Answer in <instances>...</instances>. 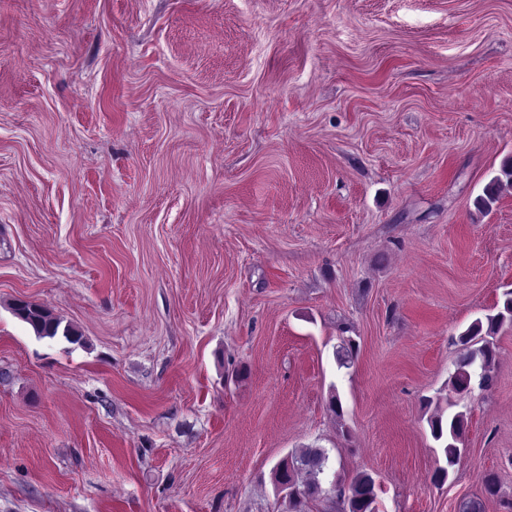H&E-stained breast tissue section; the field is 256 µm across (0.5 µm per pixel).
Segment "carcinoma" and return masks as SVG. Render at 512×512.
<instances>
[{"label": "carcinoma", "mask_w": 512, "mask_h": 512, "mask_svg": "<svg viewBox=\"0 0 512 512\" xmlns=\"http://www.w3.org/2000/svg\"><path fill=\"white\" fill-rule=\"evenodd\" d=\"M501 173L502 176L494 179L486 187L485 195L478 199L480 209H489L498 199L500 188L512 185V161L504 163ZM12 310L39 337L53 339L61 336L70 343L81 341L82 335L73 326L62 324V320L43 305L19 300ZM507 319L512 321V291L506 293L503 311L487 316L485 324L476 321L459 336V342L469 344L471 348L462 354L451 377L457 392H471L475 377L479 388L485 390L491 386L492 372L497 364V347L492 337ZM355 355L354 340L349 336L342 338L336 353L339 366L351 367ZM429 426L433 437L444 442L447 466L437 468L433 474V481L443 484L448 478V468L456 465L465 452L460 444L464 441L468 421L461 412L446 418L437 410L430 416ZM329 470V456L322 448H301L283 457L273 469V482L282 494L287 512H305L308 502L320 498L341 505L344 512H374L375 481L370 474L360 472L347 484L334 483L329 480Z\"/></svg>", "instance_id": "cac0c4a2"}]
</instances>
